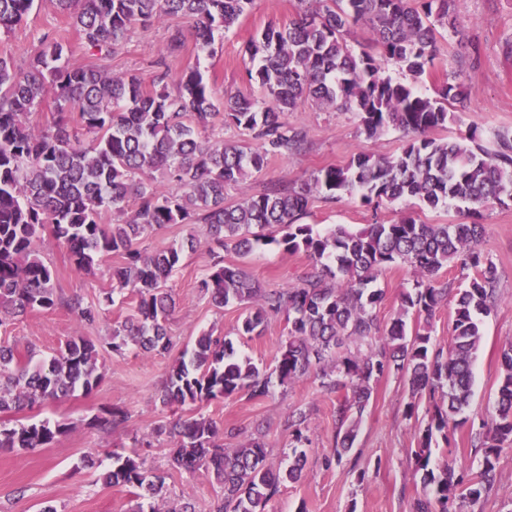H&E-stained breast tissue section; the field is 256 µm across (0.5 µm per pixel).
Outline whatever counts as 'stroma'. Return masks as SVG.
Wrapping results in <instances>:
<instances>
[{"label": "stroma", "instance_id": "obj_1", "mask_svg": "<svg viewBox=\"0 0 512 512\" xmlns=\"http://www.w3.org/2000/svg\"><path fill=\"white\" fill-rule=\"evenodd\" d=\"M299 0H254L250 11L238 24L216 41L211 56H197L194 49V21L168 18L144 28L134 29L111 54L84 46L77 34H70L69 59L77 66L91 65L115 75H137L152 79L157 70L168 74L167 87L176 91L177 80L186 69L199 68L209 83L220 92L248 91L246 70L251 61L245 51L249 39L259 36L268 25L284 26L297 16ZM458 16L474 42L478 57L456 44L451 33L438 39L436 67L420 84L422 91L433 93L449 72L460 73L467 92L465 108L456 112L447 126L432 130L436 139H450L477 127L485 144H493L496 134L512 133V0H459ZM66 19L51 0H35L26 22L9 34H0V53L11 55L18 66H26L41 48L44 35L66 28ZM180 29L185 46L175 54L165 50L172 29ZM289 126L303 129V150L269 157L262 172L227 187L226 203L269 188L286 185L300 187L329 165L347 163L361 152L376 155L398 154L405 135L387 130L369 138L363 133L357 113L340 109H321L302 104L285 117ZM410 216L424 224L466 222L461 203L435 209L403 202L372 209L358 198L345 196L334 200L316 194L304 223L326 230L337 224L358 230L368 224H390ZM485 232L479 243L482 253L497 267V303L484 319V336L474 365L473 397L467 412L469 424L458 429L450 446L434 449L432 460L448 463L455 470L476 468L480 458L468 441L470 429L489 422L495 407L500 374L501 352L512 343V202L489 206L484 212ZM195 237L192 250L186 251L181 266L168 283L176 306L168 319L171 349L163 356H147L136 348L124 353L103 355V383L88 396L78 395L62 403L38 405L20 412V419H49L69 423L70 431L50 446L28 452L0 450V512H136L140 503L127 488L108 486L99 480L100 470L110 466L107 454L135 452L149 467L166 474L167 494L162 512H176L191 504L195 512H210L219 493L218 484L208 476L167 469V436L156 435L155 426L172 420L170 409L161 405L158 394L165 383L168 367L193 338L201 332L233 339L240 352L249 356L264 371H273L279 350L288 339L284 316L271 318L262 336L240 339L236 336L239 317L245 308L232 304L214 306L200 283L215 256H223L225 265L246 264L248 271L264 288H289L299 284L310 270L304 253H289L276 245H260L248 258L234 252H219L203 224H168L140 239L146 253ZM40 249L55 277L59 294L94 301L112 293L114 302L100 320L91 326L79 325L65 306L34 311L6 320L0 325V342L35 345L39 357L51 356L75 335H83L102 344L114 325L125 319L133 306L129 291H116L110 271L120 258L104 257L95 273L78 271L66 247L57 244L51 229H44ZM417 278L405 264L389 266L377 276L375 288L384 299L375 309L381 324L397 316L401 295L412 288ZM408 400L405 377L389 372L373 384L372 402L348 460L332 465L325 459L333 452L336 433V402L319 388L318 380L302 378L272 387L262 401L243 396L211 402L202 408L183 407L181 417L203 414L220 430L239 429L242 436L261 433L269 451V461L286 466L293 444L288 419L304 412L307 449L306 475L299 482L286 484L266 506V512H412L421 491L414 474L411 450L415 446L413 423L404 416ZM120 407L130 415L127 432L89 427V419L105 407ZM466 512H512V447L503 449L496 468L494 490Z\"/></svg>", "mask_w": 512, "mask_h": 512}]
</instances>
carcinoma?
I'll return each instance as SVG.
<instances>
[{
    "label": "carcinoma",
    "mask_w": 512,
    "mask_h": 512,
    "mask_svg": "<svg viewBox=\"0 0 512 512\" xmlns=\"http://www.w3.org/2000/svg\"><path fill=\"white\" fill-rule=\"evenodd\" d=\"M34 2L0 0V33L24 24ZM51 2L73 20L85 45L99 52H110L138 26L188 16L195 23L197 52L209 56L216 39L238 23L253 0ZM303 2L302 13L288 26H270L247 43L254 63L248 78L264 92V103L240 91L218 93L197 68L182 74L172 94L164 73L147 85L136 75L76 67L67 44L56 37L46 41L26 70L0 54V324L61 303L52 270L40 255V233L47 224L79 271L92 272L101 255L121 257L112 278L130 289L135 305L112 328L108 348L114 353L132 345L161 355L171 347L166 321L174 299L167 282L180 265L184 245L147 254L136 246L143 234L167 224H206L218 248H230L242 258L260 242L302 252L312 271L295 287L266 290L243 267L219 259L201 288L218 307L250 304L238 325L240 336H260L270 317L286 316L288 341L273 373L282 385L313 376L322 392L336 399L328 465L353 450L372 382L390 369L405 375V416L414 420L411 455L422 487L413 512H448V504L472 503L494 489L499 454L504 444H512L511 344L501 354L495 416L471 436L472 447L482 453L477 475L467 480L431 461L432 446L440 440L450 445L454 432L468 421L482 318L495 307L498 280L496 266L478 248L482 211L512 201V135H496L491 148L472 128L450 140L429 136L453 120L454 110L467 98L457 74L448 76L433 96L418 89L435 66L439 30L450 31L458 46L478 52L458 21L457 0ZM356 27L369 34L358 55L346 40ZM382 59L394 61L410 81L383 75ZM49 90L55 95L52 120L47 129H36L29 115ZM305 101L358 113L369 138L399 129L406 144L396 156L361 152L343 166L321 169L298 189L281 186L225 205V187L261 171L270 155L302 149L306 134L288 126L285 114ZM217 117L254 133L261 146L251 149L205 137ZM158 174L176 183L179 192L159 188ZM320 192L330 199L357 196L375 208L409 200L431 208L457 202L467 206L470 222L423 224L404 217L357 231L337 225L319 233L300 220ZM270 228L280 230L281 237L266 236ZM396 262L409 265L418 277L384 329L374 312L383 292L371 284ZM451 266L471 269L474 276L456 289L453 341L445 350L433 341L431 320L448 299L440 273ZM112 302L107 294L97 302L75 298L68 307L79 323L92 325ZM411 312L424 317L412 334L405 321ZM347 339L368 348L343 352ZM34 356L29 346L0 344V413L64 400L78 391L87 396L103 380L101 350L85 336L71 337L38 362ZM271 374L239 353L232 340L203 333L169 365L158 399L167 408L209 404L241 392L263 400L272 391ZM423 399L427 407L420 418ZM129 420L127 411L111 407L89 425L123 429ZM305 423L302 412L289 420L294 445L284 469L269 463L259 437L224 446L216 424L202 415L167 421L156 432L170 438V470L201 472L220 485L213 512H265L282 485L303 475L309 442ZM69 430L60 421L0 422V450L44 448ZM100 479L137 490L140 498H164L166 477L135 452L112 453V468Z\"/></svg>",
    "instance_id": "cac0c4a2"
}]
</instances>
